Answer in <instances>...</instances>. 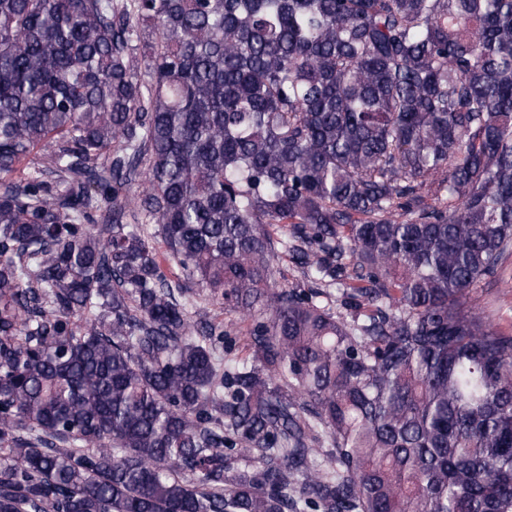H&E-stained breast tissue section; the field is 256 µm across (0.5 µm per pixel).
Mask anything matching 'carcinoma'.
<instances>
[{
    "mask_svg": "<svg viewBox=\"0 0 512 512\" xmlns=\"http://www.w3.org/2000/svg\"><path fill=\"white\" fill-rule=\"evenodd\" d=\"M508 254L512 0H0V512H512ZM155 247L161 261L163 270L167 275L168 279L173 283L179 284L181 288H184V296L181 299H186L190 303L196 304L197 306L204 305L202 287L196 280L189 279L181 269L169 262L166 259V247L162 240H154ZM274 280L281 286H293L302 283L300 273L289 259L280 255L274 262ZM468 303L475 312L489 314L503 330L512 329V255L495 279L470 292ZM218 321H224V358L239 359L246 355L248 336L245 325L240 323L238 316L230 312L215 311Z\"/></svg>",
    "mask_w": 512,
    "mask_h": 512,
    "instance_id": "carcinoma-1",
    "label": "carcinoma"
}]
</instances>
